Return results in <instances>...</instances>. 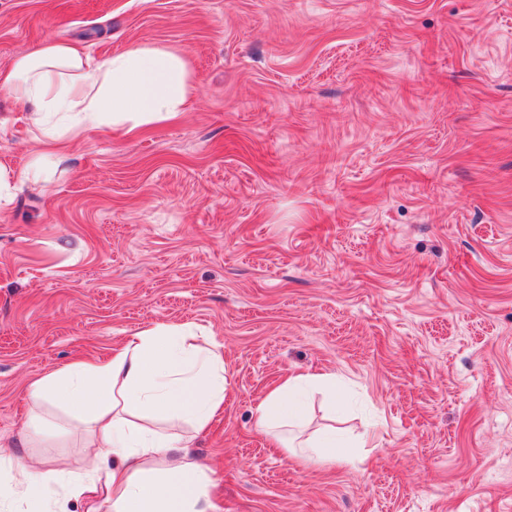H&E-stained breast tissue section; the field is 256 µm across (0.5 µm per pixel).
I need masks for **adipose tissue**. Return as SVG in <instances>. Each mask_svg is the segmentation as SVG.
Wrapping results in <instances>:
<instances>
[{
  "instance_id": "1",
  "label": "adipose tissue",
  "mask_w": 512,
  "mask_h": 512,
  "mask_svg": "<svg viewBox=\"0 0 512 512\" xmlns=\"http://www.w3.org/2000/svg\"><path fill=\"white\" fill-rule=\"evenodd\" d=\"M0 89L26 106L49 142L23 170L0 167L2 201L46 164L61 162L88 129L108 126L124 136L179 119L195 83L186 55L172 46L135 44L94 65L74 45L50 40L15 56L0 72ZM225 385L219 345H197L182 324L139 330L108 357L55 368L29 386L33 416L16 449H0V502L52 512L63 498L95 495L107 512H208L213 475L189 457L192 436L174 423L206 426L224 408ZM312 390L335 393L336 380L325 373L289 377L258 403L259 430L293 447L283 430L300 426ZM48 406L83 427L99 461L86 477L27 464L26 449L51 438L39 415Z\"/></svg>"
}]
</instances>
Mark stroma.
<instances>
[{
  "mask_svg": "<svg viewBox=\"0 0 512 512\" xmlns=\"http://www.w3.org/2000/svg\"><path fill=\"white\" fill-rule=\"evenodd\" d=\"M50 38L180 48L196 93L0 205V443L30 381L187 323L229 381L190 450L213 512H512V0H0L1 69ZM40 140L0 92V167ZM306 372L337 391L299 435L335 428L355 464L257 431ZM55 420L28 458L83 470Z\"/></svg>",
  "mask_w": 512,
  "mask_h": 512,
  "instance_id": "stroma-1",
  "label": "stroma"
}]
</instances>
